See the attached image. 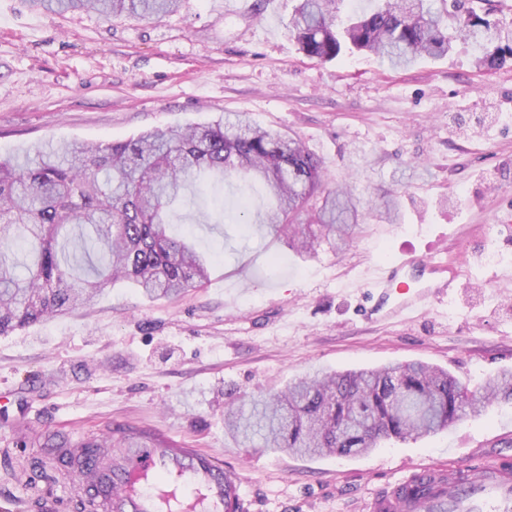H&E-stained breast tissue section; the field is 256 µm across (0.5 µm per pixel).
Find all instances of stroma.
I'll list each match as a JSON object with an SVG mask.
<instances>
[{
	"instance_id": "stroma-1",
	"label": "stroma",
	"mask_w": 512,
	"mask_h": 512,
	"mask_svg": "<svg viewBox=\"0 0 512 512\" xmlns=\"http://www.w3.org/2000/svg\"><path fill=\"white\" fill-rule=\"evenodd\" d=\"M297 3L184 0L144 20L0 0V156L242 113L299 136L328 184L396 204L390 221L364 211L343 252L304 259L264 227L216 223L211 198H196L174 230L209 256L204 287L150 300L117 284L0 336V408L24 403L33 432L93 439L112 422L223 452L249 512H368L420 464L512 468V405L350 458L243 445L224 414L317 371L420 361L477 390L512 369V280L483 262L488 242L512 251V66L477 68L461 42L401 69L361 53L319 61L288 30ZM408 256L450 261L462 288L407 322L364 319L360 273ZM31 478L77 496L74 469L32 444L0 457V507L35 512Z\"/></svg>"
}]
</instances>
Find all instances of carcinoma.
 Segmentation results:
<instances>
[{
  "instance_id": "carcinoma-1",
  "label": "carcinoma",
  "mask_w": 512,
  "mask_h": 512,
  "mask_svg": "<svg viewBox=\"0 0 512 512\" xmlns=\"http://www.w3.org/2000/svg\"><path fill=\"white\" fill-rule=\"evenodd\" d=\"M182 0H31L52 12L160 18ZM344 0H299L290 28L300 49L325 61L355 52L406 68L442 58L464 41L475 63L512 61V22L479 15L464 0H376L341 13ZM206 175L237 184L247 217L250 190L270 200L260 223L302 257L336 252L360 230L372 205L344 185L324 186L322 162L298 138L243 115L189 127L155 128L124 141L71 143L23 158H0V335L91 304L123 281L149 299L199 288L208 260L190 238L167 233L183 191ZM512 402V370L470 391L447 371L422 363L318 372L284 391L248 397L224 415L245 443L299 456L347 457L387 441L416 440L447 429L467 411ZM153 434L112 426V439L72 441L49 434L43 448H126ZM225 512H238L234 479L224 475Z\"/></svg>"
}]
</instances>
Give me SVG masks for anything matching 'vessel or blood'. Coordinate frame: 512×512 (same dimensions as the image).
<instances>
[{
  "label": "vessel or blood",
  "mask_w": 512,
  "mask_h": 512,
  "mask_svg": "<svg viewBox=\"0 0 512 512\" xmlns=\"http://www.w3.org/2000/svg\"><path fill=\"white\" fill-rule=\"evenodd\" d=\"M366 286L376 300L371 314L397 317L423 301L411 293L408 279L442 280L457 285V272L447 262L408 257L396 263L368 267ZM80 487L90 488L104 512H224V462L211 452L152 443L122 451L119 468L91 460L86 449L72 451ZM448 483V512H512V472L454 464Z\"/></svg>",
  "instance_id": "vessel-or-blood-1"
}]
</instances>
